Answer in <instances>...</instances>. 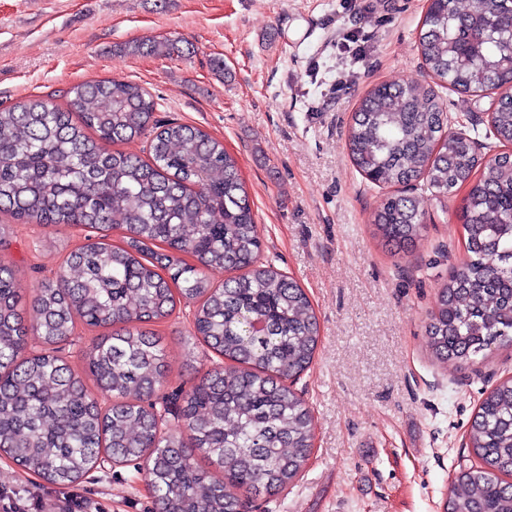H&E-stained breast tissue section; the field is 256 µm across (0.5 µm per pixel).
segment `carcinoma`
Returning <instances> with one entry per match:
<instances>
[{"mask_svg": "<svg viewBox=\"0 0 512 512\" xmlns=\"http://www.w3.org/2000/svg\"><path fill=\"white\" fill-rule=\"evenodd\" d=\"M419 49L434 84L381 83L361 99L348 132L354 167L369 182H423L443 195L467 188L459 209L466 259L440 289L426 332L434 355L461 368L512 344V152L484 161L447 131L434 86L478 94L512 87V0H428ZM121 51L184 54L147 38ZM69 107L28 98L0 108V210L23 224L88 231L32 297L0 262V455L55 485L79 482L100 460L145 462L158 512H241L226 492L255 496L291 484L308 460L313 420L293 388L314 359L319 328L303 288L260 262L262 242L237 161L202 130L161 122L154 98L119 79L71 88ZM512 145V97L491 115ZM153 130L148 155L110 149ZM121 225L124 246L107 242ZM390 246L426 229L417 201L386 197L374 218ZM195 263L190 264L185 257ZM233 273L221 285L206 272ZM196 302L191 338L222 358L172 394L169 429L153 396L164 353L146 325ZM37 313L28 326L24 310ZM104 328L75 372L57 346L76 323ZM35 332L42 348L29 347ZM235 366L224 369V361ZM91 379L112 397L104 408ZM477 459L454 477L443 512H512V378L482 399L468 432ZM215 466V475L198 459Z\"/></svg>", "mask_w": 512, "mask_h": 512, "instance_id": "1", "label": "carcinoma"}]
</instances>
